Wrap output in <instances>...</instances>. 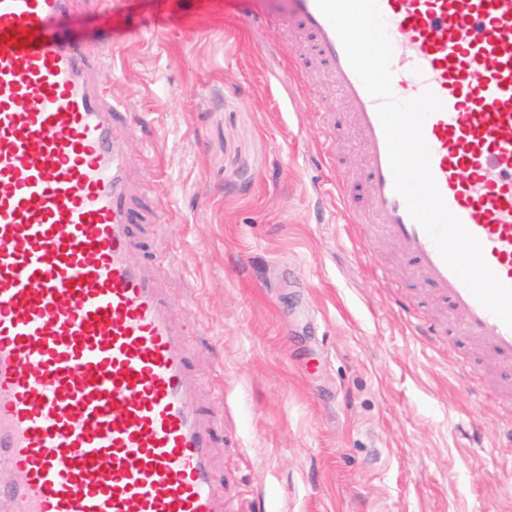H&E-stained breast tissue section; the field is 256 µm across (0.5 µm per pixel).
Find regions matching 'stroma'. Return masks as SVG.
Returning <instances> with one entry per match:
<instances>
[{
  "instance_id": "35a3bbf8",
  "label": "stroma",
  "mask_w": 512,
  "mask_h": 512,
  "mask_svg": "<svg viewBox=\"0 0 512 512\" xmlns=\"http://www.w3.org/2000/svg\"><path fill=\"white\" fill-rule=\"evenodd\" d=\"M75 3L66 25L109 52L97 78L127 114L143 260L224 418L229 512H512V367L463 373L475 345L415 335L404 308L459 314L377 279L406 260L347 221L371 212L363 148L309 43L265 0Z\"/></svg>"
}]
</instances>
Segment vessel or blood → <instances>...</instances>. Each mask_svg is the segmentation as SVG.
<instances>
[{"instance_id": "obj_1", "label": "vessel or blood", "mask_w": 512, "mask_h": 512, "mask_svg": "<svg viewBox=\"0 0 512 512\" xmlns=\"http://www.w3.org/2000/svg\"><path fill=\"white\" fill-rule=\"evenodd\" d=\"M352 112L373 221L411 274L462 313L475 366H512V329L446 265L393 188L370 96L315 0H280ZM73 0H0V484L10 512H224L176 322L139 255L120 115L75 41ZM404 55L395 97L432 91L423 135L447 208L512 285V0H378Z\"/></svg>"}]
</instances>
